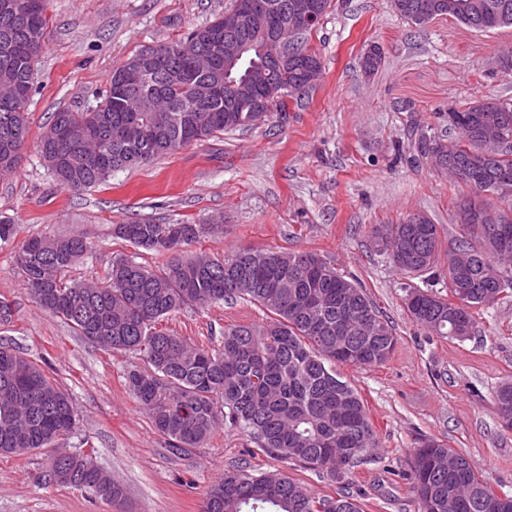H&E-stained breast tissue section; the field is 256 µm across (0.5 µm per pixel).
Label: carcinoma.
Masks as SVG:
<instances>
[{"mask_svg": "<svg viewBox=\"0 0 512 512\" xmlns=\"http://www.w3.org/2000/svg\"><path fill=\"white\" fill-rule=\"evenodd\" d=\"M455 0H391L393 9L416 25L451 17L481 31L512 25V0H474L471 13L451 8ZM46 0H0V86L21 95L0 98V165L16 170L28 131V106L35 62L46 46ZM224 19L189 31L184 40L159 48L174 66L202 51L221 55L217 68L189 84L165 74L132 88L120 85L112 70L99 105L82 112L54 113L40 136L39 150L58 184L70 191L93 188L112 173L144 165L217 133L252 126L247 110L227 107L233 99L269 104L286 111L285 99L310 89L305 67L318 56L304 41L278 53L271 84L254 88L237 79L224 84V40L212 33ZM381 50L361 60L367 74L382 65ZM215 92H199L210 85ZM138 118L155 129L156 150L141 156L137 133L127 125ZM454 135L428 137L435 167L448 162L462 198L456 206L458 236L446 238L428 214L414 212L398 224H376L371 241L404 274L434 273L438 253L448 250L442 282L448 297L411 287L406 302L412 320L440 337L465 339L477 327L476 309L512 288V246L501 247L484 230L489 187L512 185V103L497 98L470 102L448 112ZM489 128L502 134L493 155L479 147ZM462 149L448 154V145ZM502 223L512 226V197L501 198ZM220 224H157L134 220L112 225V236L136 247L167 253L168 265L148 269L115 255L106 277L94 284L65 281V274L91 254L82 234L32 237L15 250V263L30 295L49 314L64 320L79 336L116 352L141 356L126 384L155 430L175 456L201 447L224 425L247 436L282 461L299 462L342 485L367 459L376 436L358 392L337 366L374 367L393 352L397 338L375 303L355 281L327 260L305 251L238 249L224 257L188 248ZM245 300L269 312L260 327L224 328L217 346L200 348L159 328L189 305L209 306ZM498 415L512 414V383L495 395ZM71 398L37 363L0 343V455L58 448L75 431ZM59 465L51 458L49 475L62 486L91 493L123 510L126 492L111 475L79 451ZM403 478L418 512H497V494L477 475L464 454L429 438L414 449ZM200 512H361L358 501L341 491L316 497L277 473L247 466L224 472L203 495Z\"/></svg>", "mask_w": 512, "mask_h": 512, "instance_id": "1", "label": "carcinoma"}]
</instances>
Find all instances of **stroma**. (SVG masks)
<instances>
[{
  "mask_svg": "<svg viewBox=\"0 0 512 512\" xmlns=\"http://www.w3.org/2000/svg\"><path fill=\"white\" fill-rule=\"evenodd\" d=\"M49 37L36 62L21 162L0 177V219L18 240L85 234L90 257L67 280L104 278L122 253L153 269L165 254L112 238V225L135 219L207 224L221 234L200 250L215 256L254 247L307 251L365 289L393 328L397 344L383 364L340 372L362 397L377 437L370 461L353 468L346 490L362 512H417L395 469L422 440L435 438L469 457L494 490L512 495V429L500 421L495 391L512 382V293L481 308V330L460 341L429 335L405 305L408 279L376 252L369 230L422 211L455 236L460 190L418 157L419 134H448V111L488 97L512 101V26L480 31L450 17L415 25L390 0H336L308 47L322 62L317 84L286 112L257 126L183 147L114 173L99 186L61 188L38 152L54 112L102 99L113 68L147 47L169 45L229 9L232 0H47ZM380 46L383 63L365 74L361 60ZM0 247V300L12 318L0 342L41 365L77 410L68 452L95 450L99 467L127 490L126 512H199L207 488L226 469L283 472L318 495L336 487L319 473L287 464L221 427L185 456L169 453L126 384L137 356L112 352L40 308ZM267 312L239 300L190 306L163 328L208 348L229 325H260ZM50 448L0 456V512H110L91 494L49 483Z\"/></svg>",
  "mask_w": 512,
  "mask_h": 512,
  "instance_id": "stroma-1",
  "label": "stroma"
}]
</instances>
